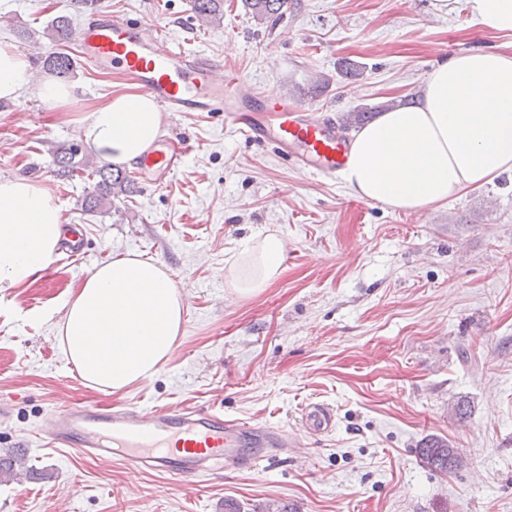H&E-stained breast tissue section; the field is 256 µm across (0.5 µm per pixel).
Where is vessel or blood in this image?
<instances>
[{
    "mask_svg": "<svg viewBox=\"0 0 512 512\" xmlns=\"http://www.w3.org/2000/svg\"><path fill=\"white\" fill-rule=\"evenodd\" d=\"M77 38L84 63L117 71L150 94L162 111L223 113L225 125L245 138L275 144L306 173L333 180L346 167L350 139L335 115L317 117L307 105L284 103L247 83L237 69L185 49L163 31L103 8L80 27ZM189 150L187 142L161 140L143 155L138 173L164 186ZM303 419L318 433L334 424L331 409L321 404L309 405ZM45 440L52 448L109 457L126 468L183 483L239 462L256 467L274 451L297 445L287 430L228 420L217 410L86 403L58 410Z\"/></svg>",
    "mask_w": 512,
    "mask_h": 512,
    "instance_id": "obj_1",
    "label": "vessel or blood"
}]
</instances>
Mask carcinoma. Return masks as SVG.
Listing matches in <instances>:
<instances>
[{"mask_svg": "<svg viewBox=\"0 0 512 512\" xmlns=\"http://www.w3.org/2000/svg\"><path fill=\"white\" fill-rule=\"evenodd\" d=\"M197 16L208 23H218L224 17V0H193ZM253 17L259 22L277 21L284 15L288 0H244ZM47 38L58 44L68 42L72 37V19L67 15L54 17L47 25ZM44 66L61 76L73 70L72 57L63 52H53L44 60ZM52 163L57 175L73 178L76 173L87 172L95 180L93 191L84 200V210L98 212L109 210L115 202L123 201L135 193L134 180L124 171L108 165H96L82 154L77 144H70L52 153ZM421 460L428 467L448 472L461 465V458L446 441L431 438L419 450Z\"/></svg>", "mask_w": 512, "mask_h": 512, "instance_id": "1", "label": "carcinoma"}]
</instances>
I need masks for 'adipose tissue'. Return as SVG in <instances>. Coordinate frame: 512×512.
I'll use <instances>...</instances> for the list:
<instances>
[{
  "instance_id": "ef3b65f1",
  "label": "adipose tissue",
  "mask_w": 512,
  "mask_h": 512,
  "mask_svg": "<svg viewBox=\"0 0 512 512\" xmlns=\"http://www.w3.org/2000/svg\"><path fill=\"white\" fill-rule=\"evenodd\" d=\"M481 28L512 33V0H465ZM62 109L77 85L38 73L27 54L0 37V99L29 87ZM89 151L116 166L137 161L157 140L161 116L143 92H121L81 113ZM512 173V53L461 50L428 74L416 102L394 106L360 129L345 182L351 194L417 214ZM63 238L61 206L45 184L0 178V292L51 267ZM284 240L268 232L243 245L230 270L242 296L275 280ZM59 346L85 385L119 391L152 378L183 334L184 304L169 268L129 254L95 267L61 305Z\"/></svg>"
}]
</instances>
